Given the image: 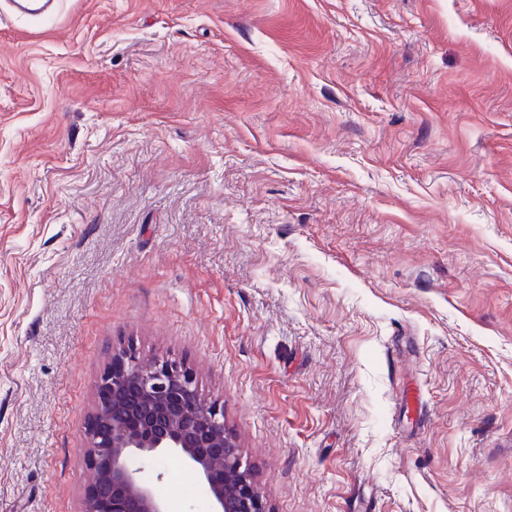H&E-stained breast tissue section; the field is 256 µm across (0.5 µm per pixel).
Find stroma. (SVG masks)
Here are the masks:
<instances>
[{"label":"stroma","instance_id":"35a3bbf8","mask_svg":"<svg viewBox=\"0 0 512 512\" xmlns=\"http://www.w3.org/2000/svg\"><path fill=\"white\" fill-rule=\"evenodd\" d=\"M130 343L267 512H512V0L0 19V512H81Z\"/></svg>","mask_w":512,"mask_h":512}]
</instances>
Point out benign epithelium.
<instances>
[{"label": "benign epithelium", "mask_w": 512, "mask_h": 512, "mask_svg": "<svg viewBox=\"0 0 512 512\" xmlns=\"http://www.w3.org/2000/svg\"><path fill=\"white\" fill-rule=\"evenodd\" d=\"M92 474L83 512H169L131 462L179 457L206 485L212 512H267L224 410L205 402L196 376L169 360H146L129 344L100 374L85 427Z\"/></svg>", "instance_id": "7a95c632"}]
</instances>
